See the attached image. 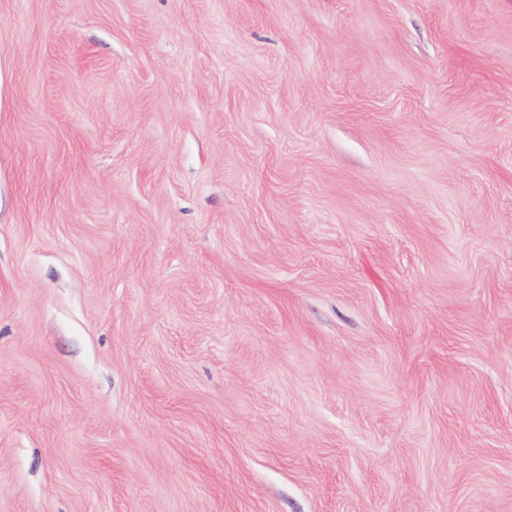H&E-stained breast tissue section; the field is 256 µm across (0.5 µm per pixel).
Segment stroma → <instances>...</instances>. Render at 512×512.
I'll return each mask as SVG.
<instances>
[{
  "mask_svg": "<svg viewBox=\"0 0 512 512\" xmlns=\"http://www.w3.org/2000/svg\"><path fill=\"white\" fill-rule=\"evenodd\" d=\"M0 512H512V0H0Z\"/></svg>",
  "mask_w": 512,
  "mask_h": 512,
  "instance_id": "35a3bbf8",
  "label": "stroma"
}]
</instances>
